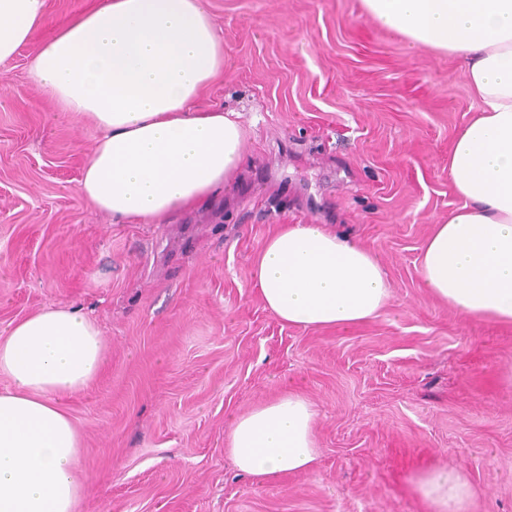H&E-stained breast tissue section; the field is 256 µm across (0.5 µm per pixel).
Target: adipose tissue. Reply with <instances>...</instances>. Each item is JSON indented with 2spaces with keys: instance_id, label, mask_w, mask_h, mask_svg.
I'll list each match as a JSON object with an SVG mask.
<instances>
[{
  "instance_id": "ef3b65f1",
  "label": "adipose tissue",
  "mask_w": 512,
  "mask_h": 512,
  "mask_svg": "<svg viewBox=\"0 0 512 512\" xmlns=\"http://www.w3.org/2000/svg\"><path fill=\"white\" fill-rule=\"evenodd\" d=\"M411 44L456 57L478 107L448 153L462 204L434 225L420 275L470 319L512 323V0H362ZM37 43L29 78L96 139L80 196L113 218L158 224L229 185L243 162L239 112L195 101L224 67L205 0H98L51 26L47 0H0V66ZM264 307L304 329L348 328L391 300L387 273L361 244L318 224H283L252 267ZM107 342L83 311L49 305L0 330V512H74L82 439L63 405L100 374ZM316 410L295 389L232 418L226 451L253 476L311 470ZM429 512H471L452 469L416 474Z\"/></svg>"
}]
</instances>
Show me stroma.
Wrapping results in <instances>:
<instances>
[{"mask_svg":"<svg viewBox=\"0 0 512 512\" xmlns=\"http://www.w3.org/2000/svg\"><path fill=\"white\" fill-rule=\"evenodd\" d=\"M224 67L200 109L242 112L229 189L162 224H120L77 191L94 132L0 67V328L82 308L104 369L64 405L83 441L78 512H427L410 480L455 469L474 512H512V326L460 317L419 274L460 206L448 148L477 102L457 59L377 24L361 0H208ZM281 224L370 249L391 302L346 329L263 306L251 266ZM293 385L314 404L312 470L260 478L225 451L230 416Z\"/></svg>","mask_w":512,"mask_h":512,"instance_id":"1","label":"stroma"}]
</instances>
